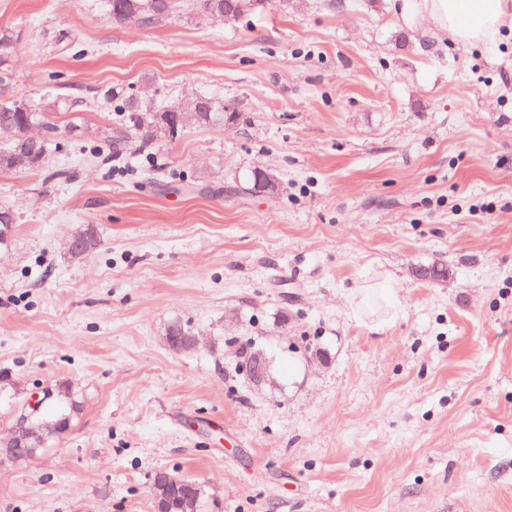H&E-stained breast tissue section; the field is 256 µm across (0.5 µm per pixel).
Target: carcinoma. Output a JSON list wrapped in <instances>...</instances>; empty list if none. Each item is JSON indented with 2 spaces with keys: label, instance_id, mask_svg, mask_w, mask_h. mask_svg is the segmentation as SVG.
Here are the masks:
<instances>
[{
  "label": "carcinoma",
  "instance_id": "1",
  "mask_svg": "<svg viewBox=\"0 0 512 512\" xmlns=\"http://www.w3.org/2000/svg\"><path fill=\"white\" fill-rule=\"evenodd\" d=\"M262 0H196L200 17L207 20H236L252 12ZM191 5L189 0H106L110 22L122 26L136 24L152 27L168 16ZM19 49V36L10 29L0 30V84L12 76L11 63ZM68 107L62 95L45 96L37 101L12 99L0 102V134L9 139L0 144V172H9L20 165L30 168L43 167L46 154L60 147L59 126L53 114ZM161 111L153 102H145L125 92L118 108L119 121L113 135L107 140L108 153H117L133 136L144 147L160 141L157 130L151 128L150 113ZM180 112L196 114L193 122L212 125L224 122V111L217 100L190 95L183 99Z\"/></svg>",
  "mask_w": 512,
  "mask_h": 512
}]
</instances>
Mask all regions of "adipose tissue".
<instances>
[{"label":"adipose tissue","mask_w":512,"mask_h":512,"mask_svg":"<svg viewBox=\"0 0 512 512\" xmlns=\"http://www.w3.org/2000/svg\"><path fill=\"white\" fill-rule=\"evenodd\" d=\"M393 7L417 26L461 46H474L512 26V0H394Z\"/></svg>","instance_id":"obj_1"}]
</instances>
